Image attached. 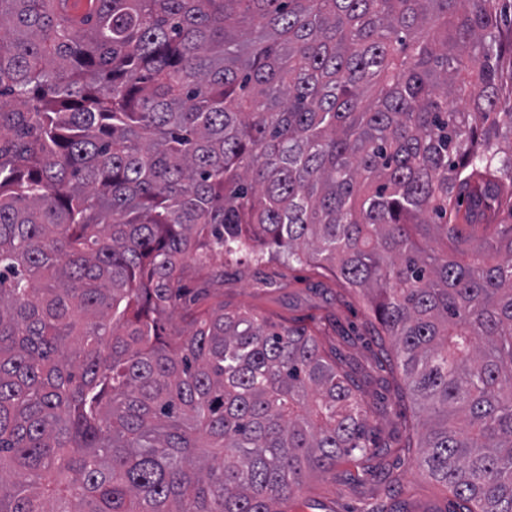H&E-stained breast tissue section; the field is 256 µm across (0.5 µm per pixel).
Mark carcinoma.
I'll use <instances>...</instances> for the list:
<instances>
[{"label": "carcinoma", "instance_id": "carcinoma-1", "mask_svg": "<svg viewBox=\"0 0 512 512\" xmlns=\"http://www.w3.org/2000/svg\"><path fill=\"white\" fill-rule=\"evenodd\" d=\"M0 0V512H278L375 457L317 334L188 298L265 250L371 293L414 464L512 512V0Z\"/></svg>", "mask_w": 512, "mask_h": 512}]
</instances>
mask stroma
Instances as JSON below:
<instances>
[{
  "label": "stroma",
  "mask_w": 512,
  "mask_h": 512,
  "mask_svg": "<svg viewBox=\"0 0 512 512\" xmlns=\"http://www.w3.org/2000/svg\"><path fill=\"white\" fill-rule=\"evenodd\" d=\"M211 268L208 275L187 272L183 287L208 289L211 298L231 308L277 323L323 328V347L351 365L370 408L377 456L365 466L346 458L335 473H313L302 493L278 503L279 512H454L456 500L448 489L414 468L398 448L399 425L415 419L417 409L400 374L382 358L366 295L327 270L275 254L267 255L257 275L225 269L220 255ZM218 270L223 279H215Z\"/></svg>",
  "instance_id": "35a3bbf8"
}]
</instances>
